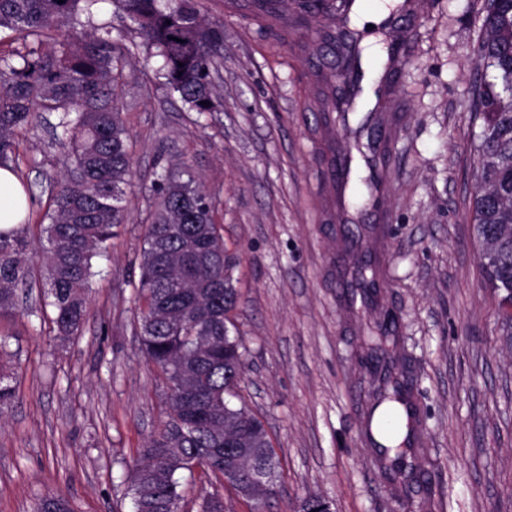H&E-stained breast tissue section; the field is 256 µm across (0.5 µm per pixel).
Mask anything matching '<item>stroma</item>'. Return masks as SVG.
Here are the masks:
<instances>
[{"instance_id": "35a3bbf8", "label": "stroma", "mask_w": 512, "mask_h": 512, "mask_svg": "<svg viewBox=\"0 0 512 512\" xmlns=\"http://www.w3.org/2000/svg\"><path fill=\"white\" fill-rule=\"evenodd\" d=\"M483 0H431L399 77L402 129L395 164L384 284L370 305L352 301L338 252L371 253L324 218V112L329 68L320 22L290 39L259 27L249 7L225 14L213 70L218 111H189L155 77L157 59L126 60L116 89L131 134L124 186L129 220L96 261L92 317L61 341L46 305L42 246L31 288L0 321L16 355L18 399L0 418V512H34L63 491L73 512H133L128 465L167 416L165 384L134 326L144 226L162 171L189 170L209 197L233 262L232 316L247 348L239 394L278 453L265 512H292L308 495L334 512H512V338L485 282L472 220L477 185L470 120ZM58 113H43L19 146L17 176L40 219L66 162ZM398 317L387 355L409 382L418 442L390 480L364 439L379 385L363 339L385 312Z\"/></svg>"}]
</instances>
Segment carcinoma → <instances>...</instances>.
<instances>
[{
  "label": "carcinoma",
  "instance_id": "cac0c4a2",
  "mask_svg": "<svg viewBox=\"0 0 512 512\" xmlns=\"http://www.w3.org/2000/svg\"><path fill=\"white\" fill-rule=\"evenodd\" d=\"M104 0H0V30L15 47L0 52V167L15 170L18 132L42 112H60L70 165L39 222L46 241L43 267L53 323L63 341L82 335L91 316L89 292L95 260L107 253L113 228L128 219L123 185L131 173L129 131L114 105L115 83L126 53L144 48L161 58L169 91L193 112H210L218 95L209 79L224 45V28L206 22L202 0H110L113 14L132 26L95 20ZM171 24H166V21ZM474 48L489 92L471 113L481 121L474 145L481 189L473 221L488 287L512 308V0L485 15ZM209 105L204 106L202 102ZM158 203L145 225L139 265L137 330L143 352L163 376L167 419L129 471L126 495L134 512H171L184 501L183 473L198 461L201 478L220 479L204 459L239 455L247 463L277 458L263 423L237 405L245 347L228 327L238 302L228 274L224 239L202 191L166 171L154 183ZM30 225L0 229V318L11 314L20 285L32 272ZM368 267L354 266L363 299L374 293ZM392 329L379 323L365 339L372 357L388 351ZM213 342L196 350V337ZM0 337V418L16 400ZM385 402L409 410L407 390L386 379L372 409ZM247 429L241 446L224 448V430ZM198 512H222L219 490L200 494ZM36 512H71L60 493L43 498Z\"/></svg>",
  "mask_w": 512,
  "mask_h": 512
}]
</instances>
